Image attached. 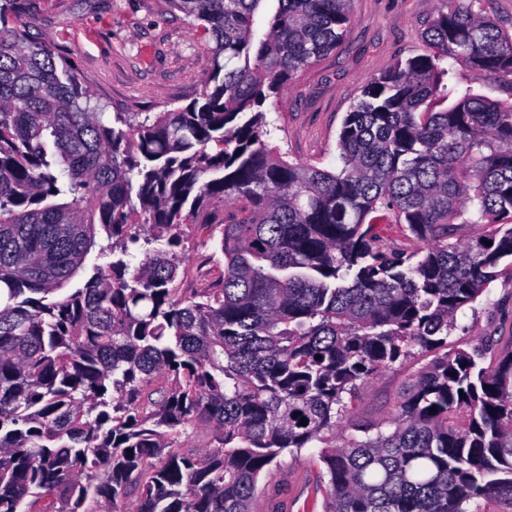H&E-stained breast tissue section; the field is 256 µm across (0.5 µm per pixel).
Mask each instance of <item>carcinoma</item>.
I'll return each mask as SVG.
<instances>
[{
  "label": "carcinoma",
  "mask_w": 512,
  "mask_h": 512,
  "mask_svg": "<svg viewBox=\"0 0 512 512\" xmlns=\"http://www.w3.org/2000/svg\"><path fill=\"white\" fill-rule=\"evenodd\" d=\"M478 2L364 81L330 171L285 160L265 107L336 49L351 0H169L211 43L204 91L108 123L18 24L27 0H3L0 512H251L260 474L315 441L323 512L512 504V350L448 348L458 311L512 277V103L445 83L450 62L512 83V33ZM192 224L224 274L180 297ZM94 248L114 260L67 288ZM416 351L435 357L388 431L337 437ZM200 419L218 446L181 451Z\"/></svg>",
  "instance_id": "obj_1"
}]
</instances>
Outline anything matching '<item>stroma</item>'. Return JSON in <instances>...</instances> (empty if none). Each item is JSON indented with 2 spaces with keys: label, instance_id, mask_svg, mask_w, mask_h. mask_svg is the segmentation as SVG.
<instances>
[{
  "label": "stroma",
  "instance_id": "obj_1",
  "mask_svg": "<svg viewBox=\"0 0 512 512\" xmlns=\"http://www.w3.org/2000/svg\"><path fill=\"white\" fill-rule=\"evenodd\" d=\"M448 0H352L348 34L336 51L302 70L269 100L270 142L289 159L334 169L340 164L338 136L362 81L422 50L423 35ZM35 40L65 58L91 87L103 112L154 114L197 98L212 69L208 37L194 29L169 0H28L22 17ZM449 85L471 88L493 100L512 101V84L484 72L454 67ZM215 241L191 231L184 255L183 297L210 287L224 269ZM452 342L468 347L512 346V279L503 277L457 315ZM430 360L415 355L396 362L363 386L342 427L387 420L406 381ZM320 443L284 454L258 481L254 512H323L325 466Z\"/></svg>",
  "mask_w": 512,
  "mask_h": 512
}]
</instances>
